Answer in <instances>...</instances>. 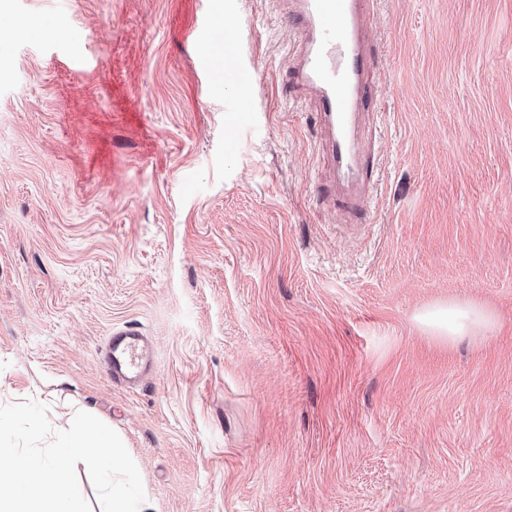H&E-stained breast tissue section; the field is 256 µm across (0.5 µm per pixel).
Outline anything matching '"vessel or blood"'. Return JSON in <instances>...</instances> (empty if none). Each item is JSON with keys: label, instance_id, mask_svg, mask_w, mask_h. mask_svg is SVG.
<instances>
[{"label": "vessel or blood", "instance_id": "1", "mask_svg": "<svg viewBox=\"0 0 512 512\" xmlns=\"http://www.w3.org/2000/svg\"><path fill=\"white\" fill-rule=\"evenodd\" d=\"M296 24V43L288 71L296 86L318 98L322 136L332 164L348 192L331 188L339 210L361 213L370 206L379 160L357 129L373 120L375 92L366 80L374 29L370 0H289ZM113 379L136 387L151 370L145 336L131 327L116 329L105 346Z\"/></svg>", "mask_w": 512, "mask_h": 512}]
</instances>
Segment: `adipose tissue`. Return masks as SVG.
Returning a JSON list of instances; mask_svg holds the SVG:
<instances>
[{"label":"adipose tissue","instance_id":"obj_1","mask_svg":"<svg viewBox=\"0 0 512 512\" xmlns=\"http://www.w3.org/2000/svg\"><path fill=\"white\" fill-rule=\"evenodd\" d=\"M417 322L439 339L454 343L488 325L491 314L472 303L448 302L420 311Z\"/></svg>","mask_w":512,"mask_h":512}]
</instances>
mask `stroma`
<instances>
[{
	"instance_id": "stroma-1",
	"label": "stroma",
	"mask_w": 512,
	"mask_h": 512,
	"mask_svg": "<svg viewBox=\"0 0 512 512\" xmlns=\"http://www.w3.org/2000/svg\"><path fill=\"white\" fill-rule=\"evenodd\" d=\"M373 13L352 228L287 0H0V404L99 418L148 512H512V0ZM219 21L248 87L202 68ZM451 300L493 325L439 341ZM416 321L432 335L454 343L467 336H476L492 321V315L472 303L448 302L420 311ZM105 359L113 379L136 387L151 370V353L146 336L132 327L116 329L105 346Z\"/></svg>"
}]
</instances>
